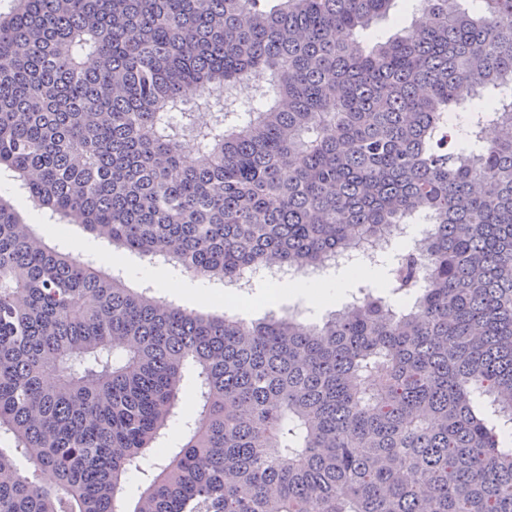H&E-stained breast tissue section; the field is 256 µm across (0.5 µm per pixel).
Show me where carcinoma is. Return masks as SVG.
<instances>
[{
  "label": "carcinoma",
  "instance_id": "1",
  "mask_svg": "<svg viewBox=\"0 0 512 512\" xmlns=\"http://www.w3.org/2000/svg\"><path fill=\"white\" fill-rule=\"evenodd\" d=\"M419 2L364 47L393 0H13L0 169L69 223L226 284L429 227L375 263L399 301L247 323L126 287L0 197V512H512V0ZM189 365L199 417L121 511ZM418 7V2L412 0H396L390 12L378 19L371 29L361 32L358 39L363 43L373 41V35H377L385 41L395 34L404 33L416 27L424 15Z\"/></svg>",
  "mask_w": 512,
  "mask_h": 512
}]
</instances>
